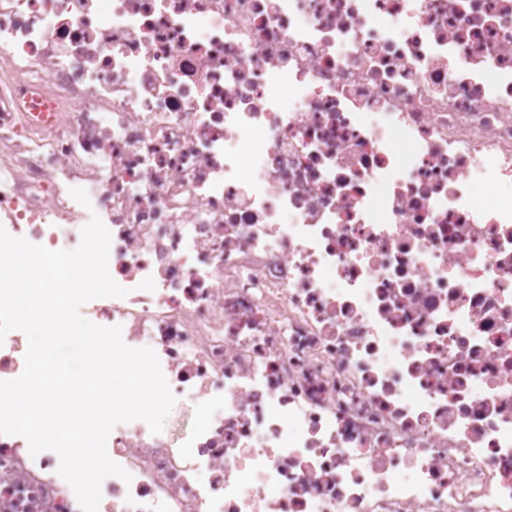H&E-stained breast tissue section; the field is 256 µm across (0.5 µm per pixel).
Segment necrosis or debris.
<instances>
[{"label":"necrosis or debris","instance_id":"1","mask_svg":"<svg viewBox=\"0 0 512 512\" xmlns=\"http://www.w3.org/2000/svg\"><path fill=\"white\" fill-rule=\"evenodd\" d=\"M506 183L512 0H0V226L98 216L88 319L207 411L117 424L98 512H512ZM59 464L0 434V512Z\"/></svg>","mask_w":512,"mask_h":512}]
</instances>
